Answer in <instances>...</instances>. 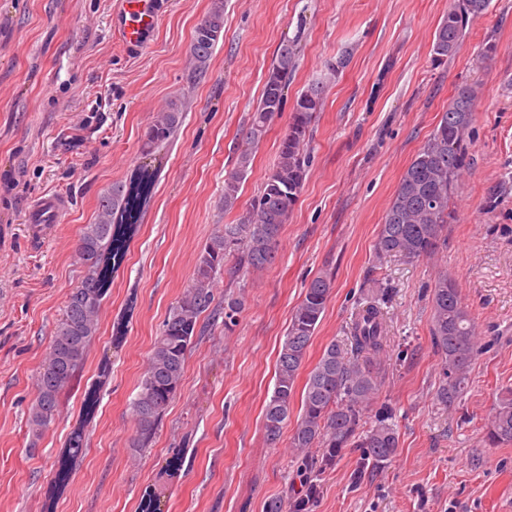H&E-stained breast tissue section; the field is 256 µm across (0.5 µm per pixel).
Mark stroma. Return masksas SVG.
Returning <instances> with one entry per match:
<instances>
[{
    "label": "stroma",
    "instance_id": "35a3bbf8",
    "mask_svg": "<svg viewBox=\"0 0 512 512\" xmlns=\"http://www.w3.org/2000/svg\"><path fill=\"white\" fill-rule=\"evenodd\" d=\"M115 2L0 0V512H140L152 492L156 512H265L293 497L301 464L293 428L268 446L263 407L292 312L326 269L334 288L305 364L348 336L369 289H386L376 403L390 408L399 448L379 466L362 449H343L312 512H512V445L482 441L498 391L512 387V0H491L442 64L432 42L450 0H224L223 38L202 78L190 42L214 0H169L154 40L135 55L112 33ZM286 37L301 45L289 96L314 81L326 91L278 258L240 281L235 331L214 329L194 345L151 447H133L129 404L200 250L216 225L234 220L222 206L224 176ZM490 44L495 53L483 57ZM345 53L348 66L332 72ZM465 84L478 95L447 240L429 259L377 258L402 173ZM173 99L185 120L157 160L151 202L101 302L98 334L54 423L32 438L36 376L84 275L74 254L80 231L112 184L129 179L148 123ZM287 122L275 118L256 148L240 205L275 162ZM46 193L69 196V211L56 224H28L32 201ZM443 272L480 345L468 389L450 407L435 398L440 358L430 333ZM76 431L83 449L60 489L58 461ZM177 451L184 458L173 472Z\"/></svg>",
    "mask_w": 512,
    "mask_h": 512
}]
</instances>
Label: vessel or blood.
Returning a JSON list of instances; mask_svg holds the SVG:
<instances>
[{
	"label": "vessel or blood",
	"instance_id": "b4317fda",
	"mask_svg": "<svg viewBox=\"0 0 512 512\" xmlns=\"http://www.w3.org/2000/svg\"><path fill=\"white\" fill-rule=\"evenodd\" d=\"M165 0H118L112 28L131 51L143 50L151 41L162 16ZM70 201L59 194L37 199L27 213L31 224H53L68 209Z\"/></svg>",
	"mask_w": 512,
	"mask_h": 512
}]
</instances>
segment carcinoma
Listing matches in <instances>:
<instances>
[{
	"mask_svg": "<svg viewBox=\"0 0 512 512\" xmlns=\"http://www.w3.org/2000/svg\"><path fill=\"white\" fill-rule=\"evenodd\" d=\"M490 0H457L438 25L432 44L434 60L443 62L460 49L472 19L487 12ZM224 30V6L218 3L195 27L190 51L195 70L207 68ZM299 40L280 43L251 115L244 138L246 147L234 168L224 176V211L238 206L241 183L252 164L251 146L267 134L274 117L288 102V85L296 67ZM325 86L312 82L293 101L288 126L281 137L277 163L265 177L257 195L238 213L234 223L219 224L198 254L190 284L170 307L155 337L146 368L131 403L135 433L132 446L148 447L159 428L162 413L180 395L186 360L199 338L212 328L230 332L237 325L242 299L231 290L219 300L214 293L225 262L234 260L233 279L261 271L275 263L283 224L296 206L308 172L305 150L315 115L322 109ZM477 97L471 85L457 89L428 144L403 172L380 225L375 251L420 260L433 256L445 239L450 220L448 202L468 167L470 129ZM185 119L176 100L167 104L147 127L141 145L142 165L134 180L114 184L100 200L96 220L83 226L76 254L85 269L79 285L68 294L63 313L36 378L27 426L40 436L55 420L62 392L83 366L98 330L103 295L112 272L124 260L126 242L150 197L154 172L149 161L171 143ZM334 280L326 271L313 278L294 308L276 362L273 394L264 406L263 429L268 445L276 444L288 423L296 381L307 351L331 298ZM431 337L440 358L441 380L436 398L452 405L465 393L473 361L478 354L476 336L467 307L455 282L444 274L432 294ZM386 327L377 297L356 314L350 336L330 341L309 370L301 395V408L291 436V447L302 455V490L288 499L272 501L267 512H310L319 492L318 478L351 446L364 449L375 463L390 460L399 448L391 413L375 411L374 425L359 431L371 410L384 377ZM490 446L512 444V387L499 392L485 428ZM82 448L74 436L62 458L57 479L67 480L72 460Z\"/></svg>",
	"mask_w": 512,
	"mask_h": 512,
	"instance_id": "carcinoma-1",
	"label": "carcinoma"
}]
</instances>
